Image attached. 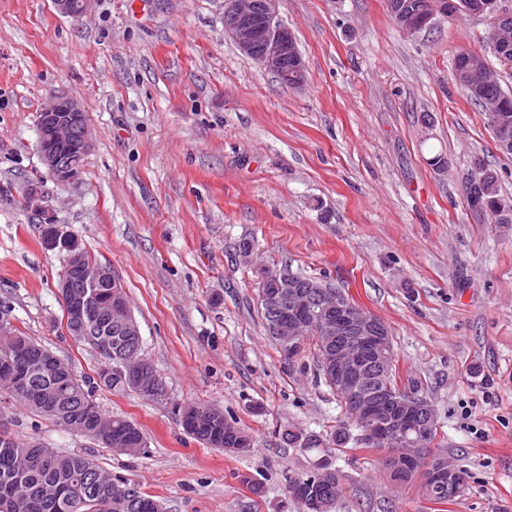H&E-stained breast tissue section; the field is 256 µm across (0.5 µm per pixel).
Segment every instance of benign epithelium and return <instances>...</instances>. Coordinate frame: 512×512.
<instances>
[{
  "mask_svg": "<svg viewBox=\"0 0 512 512\" xmlns=\"http://www.w3.org/2000/svg\"><path fill=\"white\" fill-rule=\"evenodd\" d=\"M90 2L53 0L60 13L72 17L86 13ZM279 2L263 0L261 7L257 8L254 0H225V29L245 55L275 73L283 85L299 87L305 82L302 78L305 66L293 32L278 19ZM462 12L470 16H482L490 22L502 21L512 15L505 0H427V4L422 7L400 0L390 7L396 26L407 35L431 28L439 15L454 16ZM462 75L482 83H496L499 78L497 73L486 66L481 55L467 58ZM38 130V150L49 175L62 182L72 180L80 172L92 147V134L86 113L74 100L57 96L39 113ZM42 242L50 250L65 253L66 266L80 271L79 286H72L65 277L58 283L59 297L66 313L74 320L75 334L81 337L88 335V331L80 328V325L92 304L99 301L100 289L109 286L112 288L113 315L121 317L125 335H140L127 295L110 268L85 263L82 243L64 232L48 216L42 224ZM261 296L263 303L270 308L285 302L292 310L294 319L271 326L272 333L285 340L288 358L291 359L296 346L303 339L305 322L317 316L314 301L296 290L288 276L277 270L269 271ZM320 327L328 342L334 338L345 339L343 344L336 345V350L327 355L325 370L333 376L336 386L352 395L353 417L365 425L362 437L372 442L375 448L387 449L391 461L396 464L423 456L427 452L426 437L434 427V414L427 413L421 435L410 440L407 438V429L414 411L418 409V400L412 397L401 400L403 411L382 419L380 400L383 395L363 387L369 359L375 358L381 365L390 361V354L386 353L388 339L380 318L362 307L338 300L336 315L321 320ZM121 357L123 374L135 391L152 401L167 398L163 384L157 378H149L140 361L128 362L125 353ZM35 359L50 363L55 357L36 345H26L5 351L0 356V365L11 370L22 361ZM177 416L184 429L191 431L204 418L213 417V414H194L184 408ZM419 478L424 484L450 497L456 494L465 481L464 475L448 468L442 460L429 463L419 472ZM289 492L307 499L312 512H323V503L309 495L304 485L292 484Z\"/></svg>",
  "mask_w": 512,
  "mask_h": 512,
  "instance_id": "1",
  "label": "benign epithelium"
}]
</instances>
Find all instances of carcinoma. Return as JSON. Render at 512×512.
Segmentation results:
<instances>
[{
  "instance_id": "cac0c4a2",
  "label": "carcinoma",
  "mask_w": 512,
  "mask_h": 512,
  "mask_svg": "<svg viewBox=\"0 0 512 512\" xmlns=\"http://www.w3.org/2000/svg\"><path fill=\"white\" fill-rule=\"evenodd\" d=\"M463 89L478 105L488 97L503 93L501 88L475 82ZM489 122L493 136L506 133L512 141V112H497ZM471 182L476 187L469 188L466 201L473 214L477 217L497 214L500 195L496 171L478 163ZM120 329L119 321L110 316L100 317L90 328V335L95 338L93 347L106 364H115L110 347L118 339ZM24 370L29 376V392L15 398V402L68 431L91 430L103 422L112 431L113 450L130 455L140 452L138 443L145 441L142 429L135 422L123 416L108 415L100 408L93 398L94 389L100 386L97 379L76 375L63 361L52 370L37 363L25 365ZM365 384L393 392L403 389L424 395L421 380L409 377L398 382L392 363L384 369L371 365ZM214 433L219 435L224 446L242 452L250 448L249 435L224 422L222 416L201 422L195 439L206 443L208 436ZM104 474L106 471L88 454L60 453L34 437H16L9 443L0 439V503L6 499L11 501L8 512H155L154 497L136 488L125 497L110 498L111 492L127 482L120 478L108 484L97 482L96 476ZM297 479L310 481L314 492L333 502L339 492L342 474L337 470L331 478L324 480L315 464L301 474L286 475L288 483Z\"/></svg>"
}]
</instances>
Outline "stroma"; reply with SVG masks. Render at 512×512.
Returning a JSON list of instances; mask_svg holds the SVG:
<instances>
[{"label": "stroma", "mask_w": 512, "mask_h": 512, "mask_svg": "<svg viewBox=\"0 0 512 512\" xmlns=\"http://www.w3.org/2000/svg\"><path fill=\"white\" fill-rule=\"evenodd\" d=\"M305 62L299 89L243 54L224 0H0V306L80 375L101 357L65 327L66 256L40 209L120 279L167 398L97 391L146 446L119 454L12 403L0 428L92 455L165 512H304L287 472L327 455L343 475L330 512H512V224L466 202L475 162L512 204V155L453 75L463 49L499 68L481 17L401 32L387 0H281ZM93 132L79 175L37 151L53 97ZM442 155L437 168L430 160ZM250 252H242L243 243ZM327 281L390 328L399 379L422 380L438 451L466 473L438 504L401 490L381 451L331 441L347 417L312 355L287 359L260 315V266ZM205 403L247 430L228 454L187 435L175 405ZM299 440L288 443L287 433ZM319 439V452L304 450Z\"/></svg>", "instance_id": "stroma-1"}]
</instances>
